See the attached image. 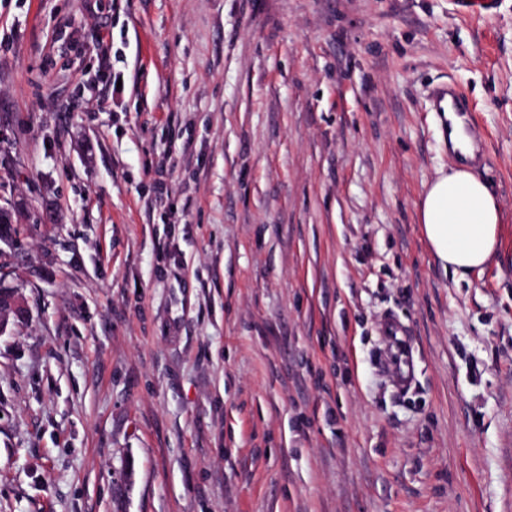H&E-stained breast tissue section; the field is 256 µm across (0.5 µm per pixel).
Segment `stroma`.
I'll use <instances>...</instances> for the list:
<instances>
[{"label": "stroma", "mask_w": 512, "mask_h": 512, "mask_svg": "<svg viewBox=\"0 0 512 512\" xmlns=\"http://www.w3.org/2000/svg\"><path fill=\"white\" fill-rule=\"evenodd\" d=\"M0 208V512H512V0H0ZM448 112H452L457 118L466 124V129L469 130L470 136L473 139L475 155L481 156L484 151L481 143V137L475 135L469 124L470 112H472L470 104L467 99L460 95L451 84H448ZM419 222L443 269L454 276L485 266L499 245L500 205L488 184L464 166L440 171L428 185Z\"/></svg>", "instance_id": "35a3bbf8"}]
</instances>
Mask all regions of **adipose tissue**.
<instances>
[{"instance_id": "1", "label": "adipose tissue", "mask_w": 512, "mask_h": 512, "mask_svg": "<svg viewBox=\"0 0 512 512\" xmlns=\"http://www.w3.org/2000/svg\"><path fill=\"white\" fill-rule=\"evenodd\" d=\"M419 222L445 271L459 277L485 266L499 245L501 208L471 169L439 172L419 203Z\"/></svg>"}]
</instances>
